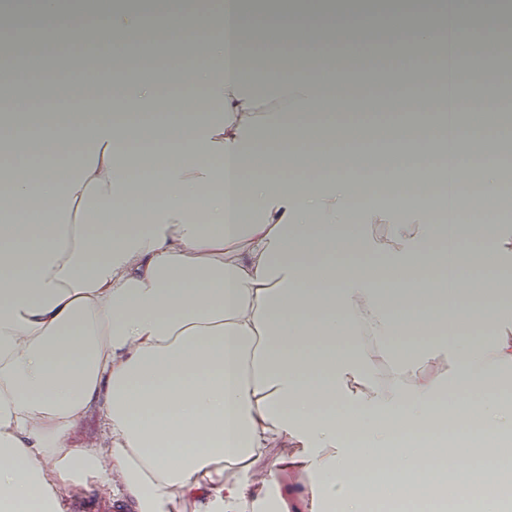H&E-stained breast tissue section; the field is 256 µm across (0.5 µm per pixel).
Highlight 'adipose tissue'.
<instances>
[{
	"mask_svg": "<svg viewBox=\"0 0 512 512\" xmlns=\"http://www.w3.org/2000/svg\"><path fill=\"white\" fill-rule=\"evenodd\" d=\"M429 4L413 22L391 12L385 53L399 65L374 101L344 95L354 78L329 50L368 30L364 9L165 0L163 21L194 32L171 47L191 68L70 72L69 102L91 81L113 89L110 111L0 127L13 146L0 162V512H66L65 494L96 485L136 512L177 500L259 512L273 493L276 512H362L374 492L437 484L452 497L460 478L503 477L477 461H512V397L497 393L512 375V223L452 233L439 214L441 181L475 179L497 198V156L418 162L447 128L476 139L419 63L438 40L441 3ZM30 8L52 45L146 25L111 0L98 26L60 24L62 0ZM451 12L454 53L472 59L465 80L483 100L494 24L475 42L469 8ZM281 39L317 48L315 60L280 70L248 51ZM161 80L178 93L159 96ZM271 100L279 108L263 111ZM368 112L389 115L381 127L403 158L391 171L374 162ZM382 175L402 192L363 193ZM94 410L101 441L75 444ZM453 418L483 437L456 440L453 471L419 470L450 447L438 433ZM285 472L309 480L278 488Z\"/></svg>",
	"mask_w": 512,
	"mask_h": 512,
	"instance_id": "obj_1",
	"label": "adipose tissue"
}]
</instances>
